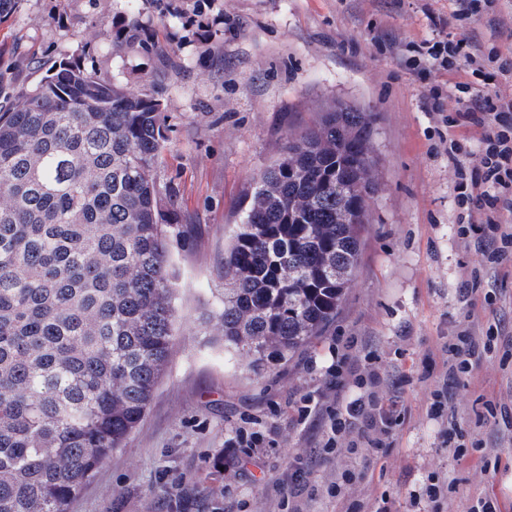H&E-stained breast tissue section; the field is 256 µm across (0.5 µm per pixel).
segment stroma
<instances>
[{
  "mask_svg": "<svg viewBox=\"0 0 512 512\" xmlns=\"http://www.w3.org/2000/svg\"><path fill=\"white\" fill-rule=\"evenodd\" d=\"M453 9L452 0H21L0 23V73L15 89L66 59L153 90L168 117L157 177L186 230L168 242L180 319L166 373L124 447L66 512H288L277 485L294 471L315 490L305 512H377L384 493L395 512H409L433 474L454 485L440 512H468L480 499L512 512V272L460 295L481 254L477 234L457 233L469 217L455 202L446 148L459 139L475 157L480 145L475 130L445 122L462 105L457 75L436 82L442 109L429 112L436 83L406 63L408 44L432 37V17ZM495 15L505 24L496 36L482 19L446 31L510 52L512 0H496ZM99 28L105 39L84 44L82 33ZM339 103L376 118L379 191L366 210L362 260L323 334L293 356L268 353L256 367L246 354L206 343L199 307L224 285V247L254 176L279 156L287 132ZM471 314L503 335L468 381L444 384L439 347ZM350 339L375 352L380 394L408 409L380 453L325 449L324 405L297 419ZM443 385L462 434L427 413ZM488 401L502 414L488 417ZM242 426L271 445L228 447ZM346 471L357 480L339 501L327 488Z\"/></svg>",
  "mask_w": 512,
  "mask_h": 512,
  "instance_id": "35a3bbf8",
  "label": "stroma"
}]
</instances>
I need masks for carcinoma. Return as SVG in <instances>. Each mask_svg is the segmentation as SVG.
<instances>
[{
    "mask_svg": "<svg viewBox=\"0 0 512 512\" xmlns=\"http://www.w3.org/2000/svg\"><path fill=\"white\" fill-rule=\"evenodd\" d=\"M0 93V512H66L143 418L176 336L173 200L155 176L167 116L64 60ZM374 135L372 112H324L255 177L197 318L210 342L258 366L336 318L365 224L336 211Z\"/></svg>",
    "mask_w": 512,
    "mask_h": 512,
    "instance_id": "obj_1",
    "label": "carcinoma"
}]
</instances>
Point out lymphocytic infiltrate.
<instances>
[{"label": "lymphocytic infiltrate", "mask_w": 512, "mask_h": 512, "mask_svg": "<svg viewBox=\"0 0 512 512\" xmlns=\"http://www.w3.org/2000/svg\"><path fill=\"white\" fill-rule=\"evenodd\" d=\"M414 67L437 76L453 71L462 74L457 89H469L471 78L483 75L485 69L512 71V65L499 54L483 52L479 45L451 40L442 34L416 43ZM500 94L495 90L478 93L459 109L457 123L479 133L482 150L475 167L456 161L454 183L459 205L478 211L480 225L489 230L481 241L480 251L490 268L512 266V225L501 223V211L512 212V113L498 111ZM448 354V376L456 379L470 374L484 352L471 328H464L449 338L444 346ZM348 355H340L331 384L335 405L327 411L326 447L332 448L350 439L355 448H386L407 414L398 402H384L376 387L378 372L350 375Z\"/></svg>", "instance_id": "lymphocytic-infiltrate-1"}]
</instances>
